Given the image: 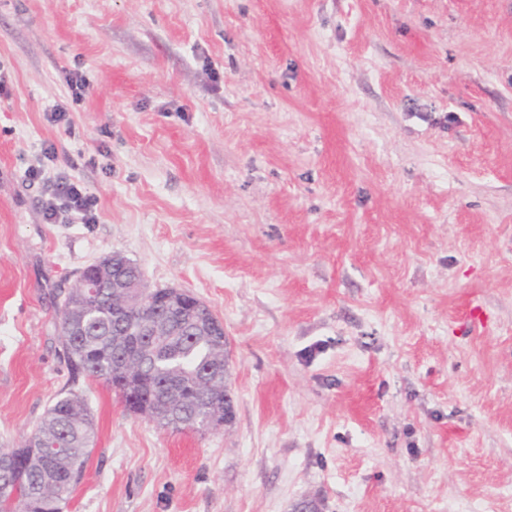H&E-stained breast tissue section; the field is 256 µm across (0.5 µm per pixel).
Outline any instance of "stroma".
Here are the masks:
<instances>
[{
  "label": "stroma",
  "instance_id": "35a3bbf8",
  "mask_svg": "<svg viewBox=\"0 0 512 512\" xmlns=\"http://www.w3.org/2000/svg\"><path fill=\"white\" fill-rule=\"evenodd\" d=\"M0 81V448L81 395L67 512H512V0H0ZM114 251L223 320L231 424L71 383ZM95 206L94 198L84 193L79 183L60 177L55 183L53 199L44 208L43 218L48 224H56L63 214L74 211L82 215L83 223L93 224L97 222Z\"/></svg>",
  "mask_w": 512,
  "mask_h": 512
}]
</instances>
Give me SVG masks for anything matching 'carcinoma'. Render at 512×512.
Listing matches in <instances>:
<instances>
[{
  "label": "carcinoma",
  "instance_id": "1",
  "mask_svg": "<svg viewBox=\"0 0 512 512\" xmlns=\"http://www.w3.org/2000/svg\"><path fill=\"white\" fill-rule=\"evenodd\" d=\"M111 281L87 299L85 291L71 287L58 309L64 354L73 378L84 376L115 390L127 400L165 407L171 414L168 429L179 432L184 422L197 423L201 431L209 410L224 411V392L207 393L195 389L198 380L218 378L224 386V368L217 366L220 342L199 336L192 324L182 320L179 335L131 336L129 343L143 351L141 381L131 388L112 380L116 352L112 341L124 339L125 327L112 321ZM34 437L46 440V449L8 448L0 450V512H29L32 501L46 512H55L58 499L70 500L83 480L96 431L87 407L57 400L33 430Z\"/></svg>",
  "mask_w": 512,
  "mask_h": 512
}]
</instances>
